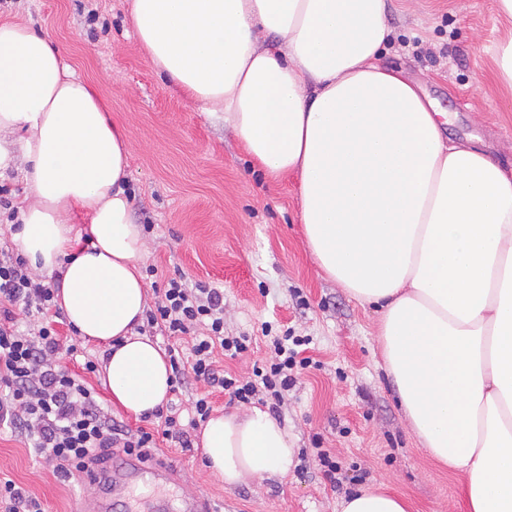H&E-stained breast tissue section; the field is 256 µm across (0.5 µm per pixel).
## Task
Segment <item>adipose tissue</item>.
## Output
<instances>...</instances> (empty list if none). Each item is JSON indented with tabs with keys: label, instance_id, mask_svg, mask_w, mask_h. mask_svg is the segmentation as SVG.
I'll return each mask as SVG.
<instances>
[{
	"label": "adipose tissue",
	"instance_id": "ef3b65f1",
	"mask_svg": "<svg viewBox=\"0 0 512 512\" xmlns=\"http://www.w3.org/2000/svg\"><path fill=\"white\" fill-rule=\"evenodd\" d=\"M129 23L151 65L222 115L269 175L296 176L319 267L382 309L412 431L465 474L468 512H512V171L447 141L441 112L380 64L386 0H131ZM129 154L96 85L46 34L1 22L0 174L29 186L14 242L35 271L60 273L61 311L104 345L112 404L140 418L167 404L172 370L137 331L148 243L131 217ZM195 445L228 488L295 466L287 428L257 406L211 414ZM342 512L408 504L363 489Z\"/></svg>",
	"mask_w": 512,
	"mask_h": 512
}]
</instances>
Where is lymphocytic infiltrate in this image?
Masks as SVG:
<instances>
[{
  "label": "lymphocytic infiltrate",
  "mask_w": 512,
  "mask_h": 512,
  "mask_svg": "<svg viewBox=\"0 0 512 512\" xmlns=\"http://www.w3.org/2000/svg\"><path fill=\"white\" fill-rule=\"evenodd\" d=\"M58 290V280L36 276L21 254L0 248V428L23 439L61 478L93 472L116 451L151 460L162 439L191 447V429L213 410L210 389H220L233 403L269 398L275 412L295 383L292 371L303 338H274L270 359L254 367L249 379L227 375L218 356L242 355L249 339L225 335L223 289L173 278L158 289L138 331L163 337L173 393L193 381L204 389L191 401L188 423L170 406L155 412L152 428L129 429L101 407L87 382L59 364V353L77 357L81 343L57 328Z\"/></svg>",
  "instance_id": "lymphocytic-infiltrate-1"
}]
</instances>
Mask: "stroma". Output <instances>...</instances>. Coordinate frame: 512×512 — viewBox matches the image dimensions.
<instances>
[{
    "mask_svg": "<svg viewBox=\"0 0 512 512\" xmlns=\"http://www.w3.org/2000/svg\"><path fill=\"white\" fill-rule=\"evenodd\" d=\"M131 0H0V21L49 34L66 60L95 82L129 135L127 190L135 223H152L143 263L150 288L184 276L224 291V333L252 339L224 370L251 375L269 337L306 340L301 369L277 414L297 464L286 480L253 479L235 488L203 465L198 448L161 443L158 458L176 477L143 478L116 497L119 512H151L155 499L178 503L202 492L216 512H341L360 487L403 495L410 512H466L464 476L420 446L388 376L379 308L353 299L312 257L291 176L269 177L224 129L158 73L127 22ZM392 37L381 58L403 71L450 118L451 141L481 147L512 168V91L495 78L497 49L512 21L496 0H386ZM338 470L325 479L315 449ZM37 496L46 512H74L81 479L62 480L10 432L0 433V478Z\"/></svg>",
    "mask_w": 512,
    "mask_h": 512,
    "instance_id": "1",
    "label": "stroma"
}]
</instances>
